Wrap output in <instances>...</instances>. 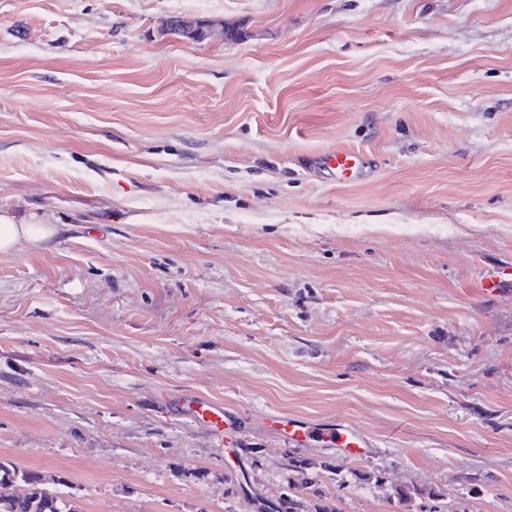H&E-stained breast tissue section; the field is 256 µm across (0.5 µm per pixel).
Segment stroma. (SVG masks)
<instances>
[{"mask_svg":"<svg viewBox=\"0 0 512 512\" xmlns=\"http://www.w3.org/2000/svg\"><path fill=\"white\" fill-rule=\"evenodd\" d=\"M0 212L57 227L0 254V458L80 512H512V0H0ZM167 34H177L183 39L199 41L214 34V31L199 22H192L181 16L169 17L165 22ZM321 162L336 176L337 183H352L362 179L370 168L362 152L352 148H336L321 157ZM509 276L512 273L506 272L505 270H493L482 274L481 278L477 283V288H480L485 295H494L497 291L503 289L505 284L510 282ZM196 419L208 423L216 435H224V408L221 405L199 396L185 398ZM328 442L335 445L342 453L351 458H360L366 453L369 444L355 435L350 428L339 427L324 433Z\"/></svg>","mask_w":512,"mask_h":512,"instance_id":"obj_1","label":"stroma"}]
</instances>
